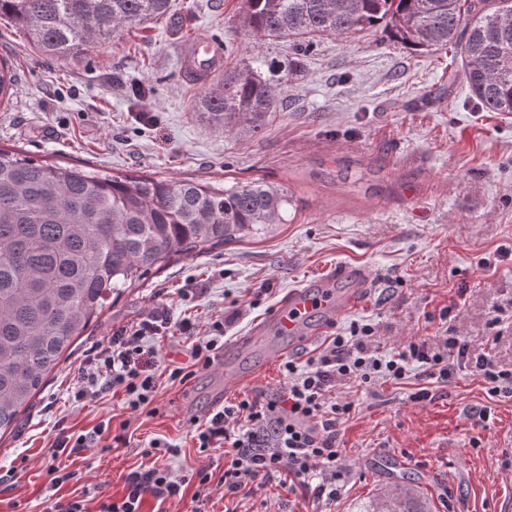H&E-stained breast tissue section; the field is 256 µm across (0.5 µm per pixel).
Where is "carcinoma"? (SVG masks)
Segmentation results:
<instances>
[{
  "instance_id": "carcinoma-1",
  "label": "carcinoma",
  "mask_w": 512,
  "mask_h": 512,
  "mask_svg": "<svg viewBox=\"0 0 512 512\" xmlns=\"http://www.w3.org/2000/svg\"><path fill=\"white\" fill-rule=\"evenodd\" d=\"M170 0H0V19L26 29L60 60L115 41L169 13ZM248 35L293 47L285 59L251 55L224 70L193 111L224 133L257 135L283 108L301 56L321 37L378 26L420 51L460 50V71L487 112H512V0H240ZM16 75L0 63V105ZM291 191L260 179L110 175L62 167L0 147V438L16 432L74 341L126 289L173 257L255 237L290 223ZM362 512H428L398 487Z\"/></svg>"
}]
</instances>
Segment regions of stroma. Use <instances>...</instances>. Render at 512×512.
<instances>
[{"mask_svg": "<svg viewBox=\"0 0 512 512\" xmlns=\"http://www.w3.org/2000/svg\"><path fill=\"white\" fill-rule=\"evenodd\" d=\"M196 39L218 44L228 67L250 50L290 51L284 42L246 46L239 0H172L166 17L66 61L41 55L25 30L0 20V58L17 72L16 94L0 106V147L111 175L217 185L261 178L297 199L292 223L172 259L78 338L15 434L0 439V477L10 486L0 492V512H44L49 444L63 426L88 430L108 417L135 428L129 447L74 455L84 479L59 494L83 492L89 512L121 496L149 438L179 445L182 467L205 464L189 419L210 409L222 365L163 390L154 416L132 418L119 390L83 407L68 400L92 348L162 304L174 320L203 324L266 287L258 306L227 327L231 342L266 320L289 289L359 267L369 277L363 302L332 332L372 323L385 347L396 348L433 335L438 324L428 314L457 295L455 325L471 353L512 368V255L492 270L478 267L498 247H512V114L476 110L455 49L413 51L378 28L320 39L302 58L286 110L250 138L218 133L193 112L204 85L188 75L182 53ZM140 112L154 122H139ZM184 288L195 297L182 299ZM498 307L506 313L496 337L488 322ZM414 390L350 389L356 411L339 431L345 477L331 508L272 485L213 494L207 512H358L399 484L421 489L433 512H495L512 501V465L500 448L512 439V399H489L464 371L433 401H413ZM485 404L489 421L473 425L467 410Z\"/></svg>", "mask_w": 512, "mask_h": 512, "instance_id": "1", "label": "stroma"}]
</instances>
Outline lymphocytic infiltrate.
Returning a JSON list of instances; mask_svg holds the SVG:
<instances>
[{
	"label": "lymphocytic infiltrate",
	"mask_w": 512,
	"mask_h": 512,
	"mask_svg": "<svg viewBox=\"0 0 512 512\" xmlns=\"http://www.w3.org/2000/svg\"><path fill=\"white\" fill-rule=\"evenodd\" d=\"M175 335L186 344L185 360L161 362L156 342ZM223 347V322L201 330L186 320L173 321L166 307L155 308L96 346L79 372L72 401L79 405L119 388L133 415H155L161 378L186 383L199 370L210 368ZM461 370L480 379L489 397L512 398V369L471 355L457 330L413 337L389 351L377 341L372 324H352L348 334L328 337L307 358L285 361V383L276 395H247L204 417L191 418L199 452L220 451L226 458L220 478L207 469L175 472L168 461L179 455V448L167 439L153 438L141 451L149 466L131 472L121 497L101 502L98 512H141L147 495L157 502L156 512H168V504L182 501L189 487L194 490L193 502L202 507L213 489L235 494L255 481L268 485L285 475L290 478L289 491H308L332 504L344 476L336 446L339 427L355 409L353 402L337 397V388L348 383L398 385L413 378L422 385L412 398L422 402L433 399L434 388L447 386ZM129 427V422L116 425L107 418L89 431L61 429L50 446L51 455L70 456L99 444L128 447Z\"/></svg>",
	"instance_id": "obj_1"
}]
</instances>
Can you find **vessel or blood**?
<instances>
[{"label":"vessel or blood","mask_w":512,"mask_h":512,"mask_svg":"<svg viewBox=\"0 0 512 512\" xmlns=\"http://www.w3.org/2000/svg\"><path fill=\"white\" fill-rule=\"evenodd\" d=\"M221 53L205 40H194L185 54L188 69L199 68L201 63L219 64ZM356 302L355 291L341 292L331 288L302 287L290 289L280 301L268 323L255 326L248 336L228 344L226 353H234L261 343H275L278 339L308 345L316 335L309 328V321L321 317L323 324H330L347 313Z\"/></svg>","instance_id":"b4317fda"}]
</instances>
